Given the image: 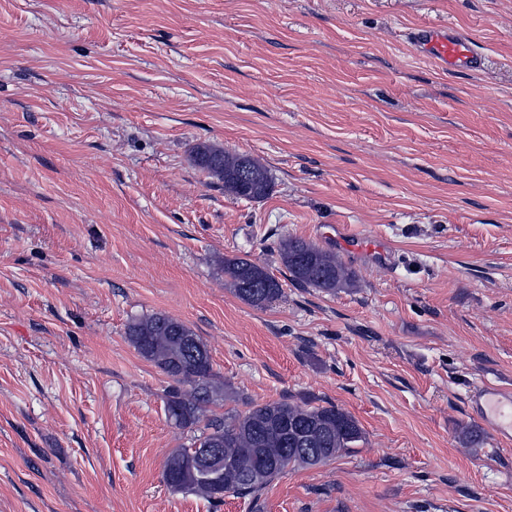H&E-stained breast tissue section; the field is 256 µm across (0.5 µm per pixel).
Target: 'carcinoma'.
I'll use <instances>...</instances> for the list:
<instances>
[{
	"label": "carcinoma",
	"mask_w": 512,
	"mask_h": 512,
	"mask_svg": "<svg viewBox=\"0 0 512 512\" xmlns=\"http://www.w3.org/2000/svg\"><path fill=\"white\" fill-rule=\"evenodd\" d=\"M195 164L224 182V192L260 200L269 195L268 170L257 160L209 145L193 150ZM280 263L293 281L327 293L352 284L354 275L332 252L302 238L285 237L278 246ZM261 266L248 258L224 260L231 290L244 302L263 307L281 296L279 282L269 273L257 280ZM135 349L174 382L166 394L175 425L198 423L206 407L224 398L206 346L184 323L161 313L145 315L127 327ZM364 432L357 420L334 404L311 406L286 400L250 403L244 412L208 420L192 447L168 458L164 480L174 491L216 498L213 486L186 472L194 448H218L224 456V493L258 497L288 468L323 465L357 447Z\"/></svg>",
	"instance_id": "cac0c4a2"
}]
</instances>
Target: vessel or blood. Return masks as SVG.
<instances>
[{"mask_svg":"<svg viewBox=\"0 0 512 512\" xmlns=\"http://www.w3.org/2000/svg\"><path fill=\"white\" fill-rule=\"evenodd\" d=\"M417 52L429 59L438 69L452 72L461 68H480L483 55L473 42L457 31L434 26L419 27L413 35ZM337 244L346 251L370 258L387 260L392 251L386 241L373 236H348L344 230L336 232ZM471 415L489 425L500 437L512 436V388L481 385L469 395Z\"/></svg>","mask_w":512,"mask_h":512,"instance_id":"b4317fda","label":"vessel or blood"}]
</instances>
